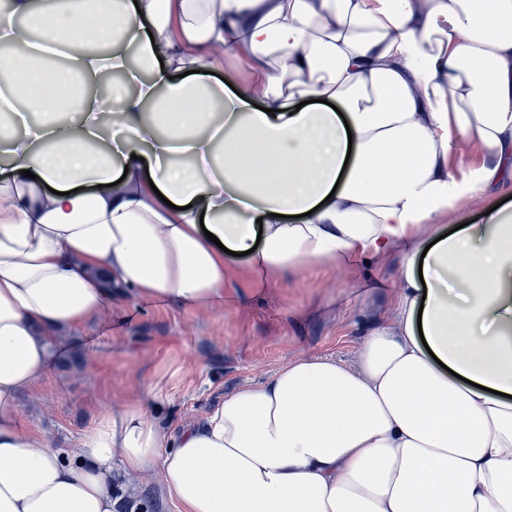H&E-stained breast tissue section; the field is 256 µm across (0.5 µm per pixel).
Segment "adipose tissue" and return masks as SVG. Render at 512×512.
<instances>
[{
  "label": "adipose tissue",
  "instance_id": "1",
  "mask_svg": "<svg viewBox=\"0 0 512 512\" xmlns=\"http://www.w3.org/2000/svg\"><path fill=\"white\" fill-rule=\"evenodd\" d=\"M0 36V512H115L116 458L180 512H512V215L443 222L512 185V0H11ZM227 51L245 83L210 81ZM390 258L356 364L298 357L174 436L151 384L76 461L22 427L113 301L246 307L313 263L381 288Z\"/></svg>",
  "mask_w": 512,
  "mask_h": 512
}]
</instances>
